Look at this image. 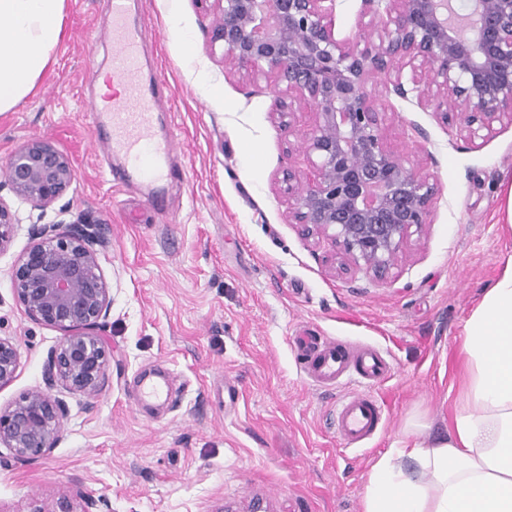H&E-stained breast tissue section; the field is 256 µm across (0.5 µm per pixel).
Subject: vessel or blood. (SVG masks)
I'll use <instances>...</instances> for the list:
<instances>
[{"label":"vessel or blood","instance_id":"vessel-or-blood-1","mask_svg":"<svg viewBox=\"0 0 512 512\" xmlns=\"http://www.w3.org/2000/svg\"><path fill=\"white\" fill-rule=\"evenodd\" d=\"M112 24L107 37L112 44V75L124 86L123 94L112 100L91 103L93 115L102 122L112 153L122 159V170L113 179H140L153 185L156 192L152 204L162 207L159 197L165 185L180 173L175 163L173 141L158 136L153 101L160 92L159 84L144 85L140 78V50L145 40L143 26L134 24L131 14L137 0H110ZM295 349L303 356L305 369L315 383L331 385L349 372H356L364 389L344 397L336 407V425L342 439L359 444L381 427L384 409L371 389L386 378L390 364L374 349L351 353L333 341H317L300 332L293 338Z\"/></svg>","mask_w":512,"mask_h":512}]
</instances>
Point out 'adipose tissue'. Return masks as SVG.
Here are the masks:
<instances>
[{
  "label": "adipose tissue",
  "instance_id": "obj_1",
  "mask_svg": "<svg viewBox=\"0 0 512 512\" xmlns=\"http://www.w3.org/2000/svg\"><path fill=\"white\" fill-rule=\"evenodd\" d=\"M64 0H0V112L33 90L63 35ZM463 404L447 434L372 466L364 512H512V258L464 325Z\"/></svg>",
  "mask_w": 512,
  "mask_h": 512
}]
</instances>
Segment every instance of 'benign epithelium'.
I'll list each match as a JSON object with an SVG mask.
<instances>
[{"label": "benign epithelium", "mask_w": 512, "mask_h": 512, "mask_svg": "<svg viewBox=\"0 0 512 512\" xmlns=\"http://www.w3.org/2000/svg\"><path fill=\"white\" fill-rule=\"evenodd\" d=\"M214 2L211 45L224 67L275 94L274 115L289 137L280 191L288 223L307 238L340 247L331 264L388 277L398 253L421 234L432 209L429 176L406 166L385 144L379 101L394 94L434 106L443 124L476 138L512 125V0H362L371 34L336 38L335 0H199ZM330 5H325V2ZM410 68L409 78L403 70ZM314 114L304 132L296 114ZM70 156L52 141L32 138L9 158L5 183L21 202L46 208L73 184ZM18 219L0 198V254ZM107 241L91 224H50L15 261L12 290L32 320L64 332L45 368V388L0 407V445L23 459L47 455L59 442L61 393L99 392L108 382L109 351L100 327L112 308L104 274ZM15 343L0 337V388L16 377ZM61 495L31 512H91L94 499Z\"/></svg>", "instance_id": "benign-epithelium-1"}]
</instances>
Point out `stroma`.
Listing matches in <instances>:
<instances>
[{
    "label": "stroma",
    "instance_id": "obj_1",
    "mask_svg": "<svg viewBox=\"0 0 512 512\" xmlns=\"http://www.w3.org/2000/svg\"><path fill=\"white\" fill-rule=\"evenodd\" d=\"M146 26L142 77L161 75L156 131L175 142L180 179L165 212L148 188L116 184L105 140L89 111L90 73L112 66L105 38L109 0H64L65 35L49 67L16 108L0 112V174L12 152L46 138L72 159L76 179L51 207L0 198L20 222L0 254V336L19 351L0 407L44 386L45 366L64 337L27 316L10 270L47 224L82 219L108 240L104 272L112 308L101 333L109 379L94 398H65L56 448L23 460L0 447V512H29L80 493L100 512H364L373 464L421 425L444 433L462 387L463 325L487 284L512 257L499 224V182L512 172V125L471 140L432 107L391 96L380 110L389 148L436 187L430 222L412 236L387 280L334 270L335 248L301 235L280 193L286 139L265 81L224 67L212 49L216 14L198 0H140ZM390 362L372 389L383 426L357 446L336 429V406L358 391L307 375L297 329ZM164 371L165 403L141 399L144 378Z\"/></svg>",
    "mask_w": 512,
    "mask_h": 512
}]
</instances>
